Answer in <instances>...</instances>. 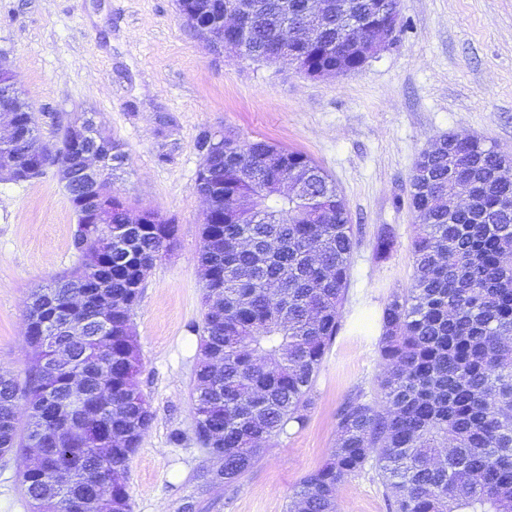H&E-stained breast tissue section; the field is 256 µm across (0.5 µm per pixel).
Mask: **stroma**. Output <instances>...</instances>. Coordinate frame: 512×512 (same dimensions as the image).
<instances>
[{"label":"stroma","mask_w":512,"mask_h":512,"mask_svg":"<svg viewBox=\"0 0 512 512\" xmlns=\"http://www.w3.org/2000/svg\"><path fill=\"white\" fill-rule=\"evenodd\" d=\"M396 39L361 69L313 78L285 62L215 52L188 27L177 0H0V54L58 144L75 117L93 118L124 146L112 178L133 211L176 226L133 311L139 385L154 419L128 462L133 512H286L300 481L336 438L351 391L381 398L376 342L387 297L413 273L410 175L448 134H470L512 154V0H399ZM264 139L311 157L346 200L358 239L343 329L314 386L306 426L271 440L235 491L209 484L191 390L204 311L196 261L206 203L197 191L203 137ZM390 225L395 248L374 252ZM76 215L55 167L0 181V365L25 375L32 291L72 270ZM180 442H173V434ZM22 455L0 458V512H30ZM341 512H388L375 469L339 486Z\"/></svg>","instance_id":"1"}]
</instances>
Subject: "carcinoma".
<instances>
[{
    "label": "carcinoma",
    "instance_id": "1",
    "mask_svg": "<svg viewBox=\"0 0 512 512\" xmlns=\"http://www.w3.org/2000/svg\"><path fill=\"white\" fill-rule=\"evenodd\" d=\"M189 25L224 17L225 0H178ZM307 0H254L245 53L300 55L310 77L336 66L351 20L378 13L379 0H326L309 20L314 41L292 36ZM197 189L208 208L199 266L209 304L199 333L201 359L192 393L196 433L233 489L268 442L301 429L313 405L321 365L342 329L351 257L358 244L346 202L308 155L265 140L205 137ZM507 154L474 135L440 141L414 163L410 205L417 224L410 286L389 296L379 316L383 405L348 394L337 411L336 443L308 474L295 512H339L337 489L369 465L378 470L389 512H512V177L490 179ZM478 185L466 214L448 210L461 182ZM76 214L75 249L83 261L32 292L24 379L0 372V456L27 452L43 435L37 467L25 469V497L47 512H131L125 474L153 413L140 389V357L131 316L146 275L166 253L175 226L127 224L112 201L110 223ZM395 235L380 226L378 259ZM110 305L102 335H41L67 317L91 319ZM87 395L80 413L61 410L73 376ZM29 421L18 426L20 409ZM65 472L70 482L61 484Z\"/></svg>",
    "mask_w": 512,
    "mask_h": 512
}]
</instances>
